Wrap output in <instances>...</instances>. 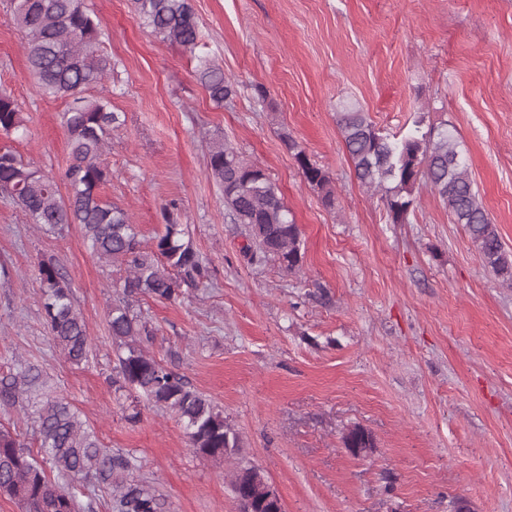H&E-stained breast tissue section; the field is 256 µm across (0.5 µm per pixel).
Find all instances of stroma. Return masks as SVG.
Wrapping results in <instances>:
<instances>
[{"label": "stroma", "mask_w": 512, "mask_h": 512, "mask_svg": "<svg viewBox=\"0 0 512 512\" xmlns=\"http://www.w3.org/2000/svg\"><path fill=\"white\" fill-rule=\"evenodd\" d=\"M84 2L115 64L87 95L126 116L101 195L130 214L146 248L172 211L208 269L178 300L141 299L156 329L147 349L223 409L242 447L234 459L201 457L174 414L115 388L111 266L80 225L43 233L2 198L0 374L38 365L48 396L129 458L164 512H236L239 462L260 468L285 512H512V288L430 185L417 186L406 223H390L356 180L336 123L358 106L389 134L448 129L512 249V0H190L201 31L192 52L156 37L131 0ZM203 58L237 82L232 100H210ZM1 92L19 104L25 133L0 135V147L63 181L68 102L37 93L9 0ZM285 133L329 172L334 206L304 182ZM217 137L276 183L301 230L300 273L245 257V233L207 173ZM47 259L85 320L91 351L79 365L45 325ZM354 425L376 440L369 457L343 445Z\"/></svg>", "instance_id": "stroma-1"}]
</instances>
